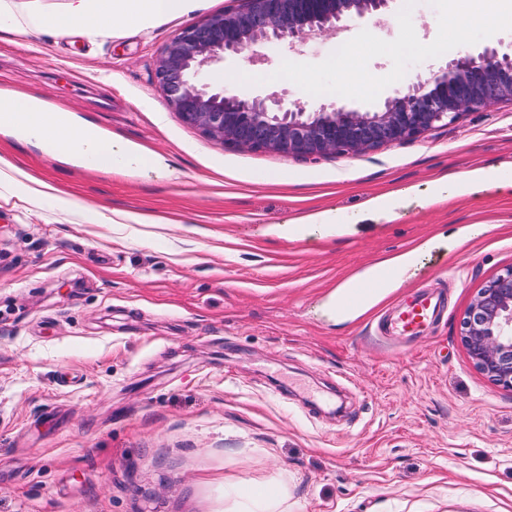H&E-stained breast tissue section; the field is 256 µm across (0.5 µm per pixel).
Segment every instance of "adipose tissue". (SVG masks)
<instances>
[{
  "label": "adipose tissue",
  "instance_id": "ef3b65f1",
  "mask_svg": "<svg viewBox=\"0 0 512 512\" xmlns=\"http://www.w3.org/2000/svg\"><path fill=\"white\" fill-rule=\"evenodd\" d=\"M191 0H72L67 12L43 18L41 27L55 32L79 30L88 35L106 27L145 28L160 19L183 16ZM0 131L22 146L51 152L56 157L75 156L90 169L125 175L157 166L158 160L142 148L107 136L93 125L77 122L69 110L0 88ZM0 181L22 187L30 200H52L71 208V194L27 170L17 157L0 154Z\"/></svg>",
  "mask_w": 512,
  "mask_h": 512
}]
</instances>
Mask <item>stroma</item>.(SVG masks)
I'll return each mask as SVG.
<instances>
[{"label":"stroma","instance_id":"obj_1","mask_svg":"<svg viewBox=\"0 0 512 512\" xmlns=\"http://www.w3.org/2000/svg\"><path fill=\"white\" fill-rule=\"evenodd\" d=\"M230 5L195 0L118 35L0 30V87L166 165L112 175L0 134V151L74 200L61 211L0 185V512H512V391L458 339L474 296L512 266V188L469 179L512 173V101L353 157L222 146L169 109L152 70L181 27ZM489 14L487 0H394L347 21L360 49L340 67L336 36H318L202 80L374 107L451 60L449 17L468 19L466 51L512 49V24ZM379 195L391 208L369 211ZM325 208L337 227L301 223ZM138 209L174 221L86 219ZM403 253L374 304L341 308L337 289ZM419 290L444 295L442 319L384 339L379 315Z\"/></svg>","mask_w":512,"mask_h":512}]
</instances>
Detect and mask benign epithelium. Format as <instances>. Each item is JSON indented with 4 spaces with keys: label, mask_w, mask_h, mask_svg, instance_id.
<instances>
[{
    "label": "benign epithelium",
    "mask_w": 512,
    "mask_h": 512,
    "mask_svg": "<svg viewBox=\"0 0 512 512\" xmlns=\"http://www.w3.org/2000/svg\"><path fill=\"white\" fill-rule=\"evenodd\" d=\"M238 5L182 27L156 61L154 78L180 119L225 147L294 156H356L400 145L470 112L512 100V52L495 45L453 58L370 110L322 104L309 110L273 96L241 98L196 81L203 69L264 42L295 52L342 22L382 14L391 0H236ZM473 367L512 390V267L480 289L460 321Z\"/></svg>",
    "instance_id": "obj_1"
}]
</instances>
